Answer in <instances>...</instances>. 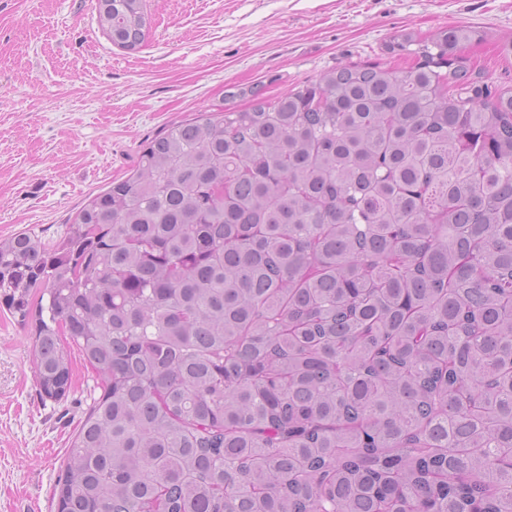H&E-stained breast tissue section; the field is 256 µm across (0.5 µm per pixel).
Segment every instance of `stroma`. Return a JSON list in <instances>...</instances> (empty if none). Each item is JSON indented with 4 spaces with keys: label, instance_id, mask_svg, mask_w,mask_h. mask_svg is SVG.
<instances>
[{
    "label": "stroma",
    "instance_id": "1",
    "mask_svg": "<svg viewBox=\"0 0 512 512\" xmlns=\"http://www.w3.org/2000/svg\"><path fill=\"white\" fill-rule=\"evenodd\" d=\"M150 28L129 53L102 33L95 0H0V239L59 241L78 211L135 167L142 148L201 112L242 109L334 68L410 57L393 35L466 25L474 74L512 89V0H146ZM94 381L41 399L33 337L0 312V512H56L61 465Z\"/></svg>",
    "mask_w": 512,
    "mask_h": 512
}]
</instances>
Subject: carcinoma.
Listing matches in <instances>:
<instances>
[{"label":"carcinoma","instance_id":"cac0c4a2","mask_svg":"<svg viewBox=\"0 0 512 512\" xmlns=\"http://www.w3.org/2000/svg\"><path fill=\"white\" fill-rule=\"evenodd\" d=\"M112 44L144 0H97ZM412 34L151 140L52 248L0 239L40 395H100L58 512H512V89ZM41 297L33 301L32 290Z\"/></svg>","mask_w":512,"mask_h":512}]
</instances>
